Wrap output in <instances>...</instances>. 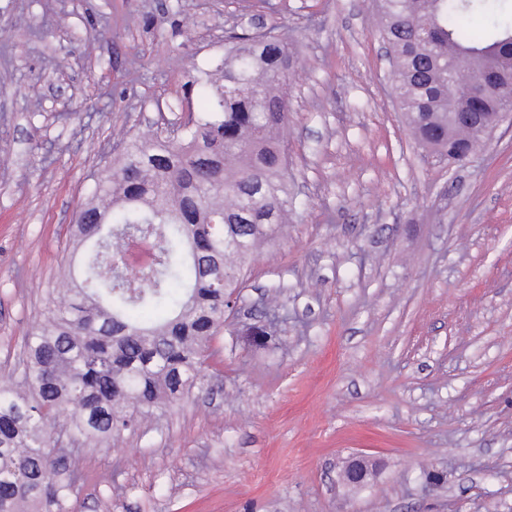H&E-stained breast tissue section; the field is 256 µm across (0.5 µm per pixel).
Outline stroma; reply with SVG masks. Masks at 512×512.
I'll list each match as a JSON object with an SVG mask.
<instances>
[{"instance_id": "obj_1", "label": "stroma", "mask_w": 512, "mask_h": 512, "mask_svg": "<svg viewBox=\"0 0 512 512\" xmlns=\"http://www.w3.org/2000/svg\"><path fill=\"white\" fill-rule=\"evenodd\" d=\"M284 27L291 188L206 390L71 467L69 512H512V127L426 157L391 95L375 0H0V375L42 320L111 146L223 53ZM273 297L277 331L242 328ZM355 453L367 486L340 478ZM376 468V461L368 455H355L350 457L344 465L343 481L353 487L366 486Z\"/></svg>"}]
</instances>
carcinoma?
<instances>
[{
	"instance_id": "1",
	"label": "carcinoma",
	"mask_w": 512,
	"mask_h": 512,
	"mask_svg": "<svg viewBox=\"0 0 512 512\" xmlns=\"http://www.w3.org/2000/svg\"><path fill=\"white\" fill-rule=\"evenodd\" d=\"M379 4L380 36L399 57L391 92L412 137L435 157L465 156L476 141L463 127L448 137V117L499 112L512 96V20L500 0ZM473 14L488 29H471ZM475 58L480 86L448 87V68ZM294 63L279 27L228 31L224 55L185 83L207 110L175 137L163 125L126 136L118 166L95 180L72 225L63 295L0 386V512H61L75 480L54 459L56 442L110 446L203 388L243 270L297 208L283 93ZM141 227L158 238L157 259L125 288L104 261Z\"/></svg>"
}]
</instances>
